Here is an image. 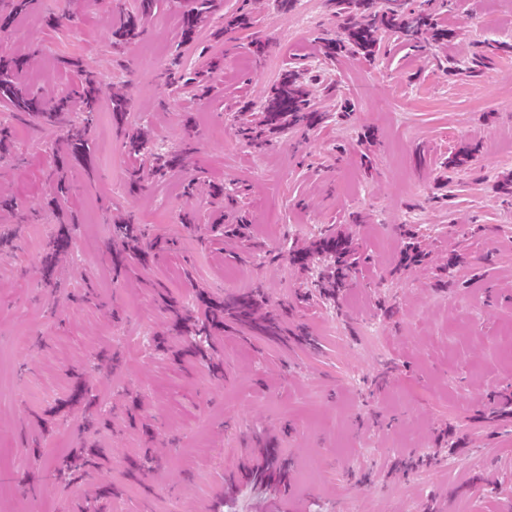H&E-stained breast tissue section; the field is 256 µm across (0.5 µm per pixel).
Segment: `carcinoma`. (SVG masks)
I'll return each mask as SVG.
<instances>
[{
  "instance_id": "obj_1",
  "label": "carcinoma",
  "mask_w": 512,
  "mask_h": 512,
  "mask_svg": "<svg viewBox=\"0 0 512 512\" xmlns=\"http://www.w3.org/2000/svg\"><path fill=\"white\" fill-rule=\"evenodd\" d=\"M429 0H419L415 6L408 0H332L336 15L343 20L340 37L322 43L323 55L333 59L343 53L359 55L367 60L376 57L380 50V36L392 32L407 41L420 46L425 41L433 46H441L453 37V33L443 27L428 8ZM159 0H135L134 11L119 9L120 22L115 29L116 40L112 43L118 50L129 40L140 36L148 20L158 8ZM220 0H186L182 13V39L190 41L196 31L204 26L218 10ZM28 66V58L0 50V101L11 106L12 118L21 125L51 128L56 133L54 152L58 157L56 172L67 169L75 162L88 163L86 156L87 136L93 128L99 111V88L95 78L82 68L80 61L61 57L58 68L69 69L80 75L79 83L69 92L48 99L38 90L25 89L23 83ZM81 103L78 122L68 119L73 112L75 102ZM133 101L126 94L112 95L113 120L120 123L131 110ZM324 120L323 113L313 108L305 91L301 89L298 74L290 70L283 76L272 95L267 100L259 128L249 122L241 123L240 133L243 139L252 144L264 133H273L288 128L312 130ZM189 148L184 147L167 155L157 157L153 173L162 175L181 167ZM73 238L68 227L56 235L49 252L42 258L43 281H52L56 257L71 249ZM150 249L138 254L115 250L111 252V262L115 268L127 269L132 265L144 264L150 257ZM328 256L332 259V288L340 291L352 285V271L359 256L353 242L346 236L329 232L319 238L307 251L292 254L293 262L306 268L313 256ZM401 264L405 267L417 263L423 255L421 246L413 234H403V246L400 252ZM164 308L173 316V331L182 341L184 354L208 358L213 331L222 326L218 314L228 311L238 321L250 324L266 336L278 335L275 323L266 320L257 321L254 300L249 295H241L227 303L215 306L205 301L211 309L212 317L205 320L191 319L184 315L179 303L169 297H161Z\"/></svg>"
}]
</instances>
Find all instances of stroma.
I'll list each match as a JSON object with an SVG mask.
<instances>
[{
	"instance_id": "35a3bbf8",
	"label": "stroma",
	"mask_w": 512,
	"mask_h": 512,
	"mask_svg": "<svg viewBox=\"0 0 512 512\" xmlns=\"http://www.w3.org/2000/svg\"><path fill=\"white\" fill-rule=\"evenodd\" d=\"M116 0H31L0 30V45L29 53L27 82L67 92L55 58L72 56L100 82L101 119L90 166L73 165L66 205L73 249L41 285V257L60 224L49 204L50 131L19 132L0 156V512H512V0H433L456 37L427 55L392 33L374 61L325 58L340 20L331 0H223L191 43L180 41L179 0H160L145 33L112 50ZM253 25L224 31L225 16ZM266 42L253 55L252 41ZM185 76L210 57L224 70L207 95L168 87L173 54ZM485 55L481 73L463 68ZM288 70H304L316 109L311 131L273 133L263 148L238 136ZM131 93L128 130L151 153L177 149L186 126L195 151L162 179L128 195L132 163L109 108ZM474 161L448 169L463 147ZM223 186L222 207L210 194ZM132 220L145 240L169 241L139 276L111 264L113 224ZM359 242L364 262L339 300L290 253L325 231ZM427 257L398 271L400 233ZM465 265L449 268L454 254ZM205 301L254 295L258 314L287 313L316 348L272 341L225 322L215 341L223 379L175 362L156 343L169 318L149 289ZM28 338L17 348L19 338ZM96 395L73 398L70 369ZM110 462L87 482L58 480L54 460L83 445L80 425ZM282 479L249 471L268 453Z\"/></svg>"
}]
</instances>
